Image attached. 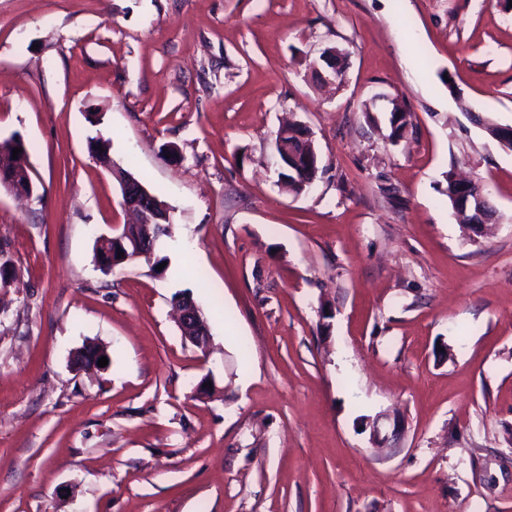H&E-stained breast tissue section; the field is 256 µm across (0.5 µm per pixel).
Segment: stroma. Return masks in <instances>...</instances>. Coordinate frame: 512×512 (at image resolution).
<instances>
[{"label":"stroma","instance_id":"stroma-1","mask_svg":"<svg viewBox=\"0 0 512 512\" xmlns=\"http://www.w3.org/2000/svg\"><path fill=\"white\" fill-rule=\"evenodd\" d=\"M485 119L512 125L502 0H0V140L35 185L0 188V512H512V149ZM288 120L321 159L298 195ZM95 138L168 204L165 276L97 269L130 217ZM294 125L307 129L305 125L300 123H295ZM304 139L307 140V143L301 152L289 149L288 145H283L281 140L279 142L274 141V156L276 158V171L279 182L285 181L283 176H279L280 173L289 170V168L295 169L296 166L301 165V155H303V161L314 172V175L318 172L319 154L313 142L312 134L308 129ZM466 182L467 181L456 179L451 176L448 182V196L457 215H461L459 212L464 211L465 213L470 212L477 217H481L485 200L481 194L474 193L471 195L470 193L463 191V186ZM457 215V220L462 224H466ZM175 307L177 310V319L182 335L192 345L205 353L209 346L210 336L206 331V323L200 308L189 295L180 296L175 302ZM190 323L196 325L198 329V333L196 335L189 336L187 333L186 325Z\"/></svg>","mask_w":512,"mask_h":512}]
</instances>
